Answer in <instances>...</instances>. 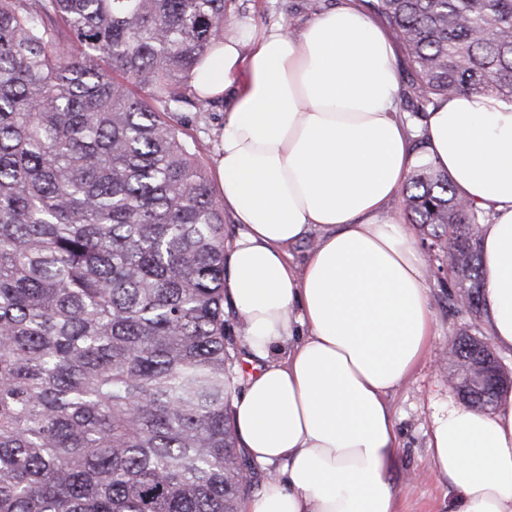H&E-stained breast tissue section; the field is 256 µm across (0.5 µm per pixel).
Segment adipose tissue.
I'll return each instance as SVG.
<instances>
[{
    "label": "adipose tissue",
    "mask_w": 512,
    "mask_h": 512,
    "mask_svg": "<svg viewBox=\"0 0 512 512\" xmlns=\"http://www.w3.org/2000/svg\"><path fill=\"white\" fill-rule=\"evenodd\" d=\"M198 96L226 103L216 174L243 230L224 296L263 367L234 402L242 448L280 464L242 512H397L389 390L437 338L427 257L386 212L419 159L447 171L481 226L483 307L512 351V106L458 94L418 125L398 112L394 44L351 0L304 29L273 24L215 44ZM423 153H416V139ZM318 238L302 266L291 245ZM305 327L291 343L294 326ZM432 472L452 512H512V397L432 417Z\"/></svg>",
    "instance_id": "1"
}]
</instances>
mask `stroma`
<instances>
[{
    "label": "stroma",
    "instance_id": "obj_1",
    "mask_svg": "<svg viewBox=\"0 0 512 512\" xmlns=\"http://www.w3.org/2000/svg\"><path fill=\"white\" fill-rule=\"evenodd\" d=\"M342 0H228L233 24L230 35L240 36L245 28L270 23L299 30L316 14L341 4ZM174 124L187 141L203 147L200 161L207 174L215 172L219 135L224 125V106L212 104L209 111L192 108L175 113ZM429 298L438 339L417 365L408 381L387 396L400 438L390 481L399 512H449L452 496L430 469L428 438L432 415L438 407L460 404L448 383V354L451 339L469 330L470 318L456 301L452 279L443 271H428Z\"/></svg>",
    "mask_w": 512,
    "mask_h": 512
}]
</instances>
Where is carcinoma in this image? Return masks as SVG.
I'll list each match as a JSON object with an SVG mask.
<instances>
[{
  "label": "carcinoma",
  "mask_w": 512,
  "mask_h": 512,
  "mask_svg": "<svg viewBox=\"0 0 512 512\" xmlns=\"http://www.w3.org/2000/svg\"><path fill=\"white\" fill-rule=\"evenodd\" d=\"M441 98L512 106V0H363ZM227 0H0V512H241L225 334L224 203L166 117L224 37ZM403 194L482 313L480 224L431 162ZM489 339L464 332L454 365ZM471 406L504 392L467 386Z\"/></svg>",
  "instance_id": "cac0c4a2"
}]
</instances>
